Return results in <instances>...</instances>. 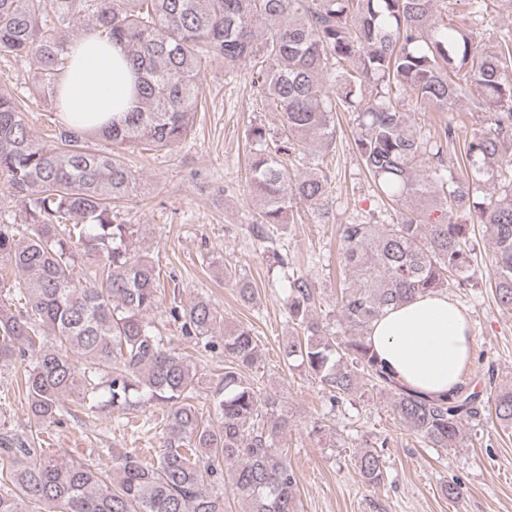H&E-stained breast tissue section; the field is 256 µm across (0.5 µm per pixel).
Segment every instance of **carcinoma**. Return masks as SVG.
<instances>
[{
    "label": "carcinoma",
    "mask_w": 512,
    "mask_h": 512,
    "mask_svg": "<svg viewBox=\"0 0 512 512\" xmlns=\"http://www.w3.org/2000/svg\"><path fill=\"white\" fill-rule=\"evenodd\" d=\"M435 0H0V58H31L37 73L22 95L0 94V181L24 214L0 224V363H27L22 381L38 423L55 422L77 394L88 411L128 416L142 399L165 407L164 449L146 463L133 450L95 469L51 456L33 437L0 432V459L10 464L0 512H224L230 483L244 512H297V480L276 446L288 419L253 376L258 343L203 297L172 303L169 317L194 345L219 350L224 374L210 387L206 418L196 403L199 378L187 357L167 347L148 319L160 304L159 272L139 253L133 225L117 204L137 185L121 150L138 143L172 150L195 124L205 66L248 64L263 97L279 112L281 131L246 134V183L257 200L253 235L286 281L284 308L296 335L282 345L336 405L365 385L387 394L400 423L430 448H453L463 425L486 411L512 428V388L490 387V400L463 383L442 396L402 384L367 344L371 324L389 308L477 277L471 225L449 213L465 208L470 180L496 174L504 193L473 203L492 245L489 270L497 303L512 309V39L489 48L464 26L434 17ZM126 51L134 77L129 111L98 133L61 126L47 141L23 117L27 100L59 108L58 85L69 60L72 23ZM452 112L461 100L482 114V128L461 158L411 123L403 101ZM357 114L354 143L363 169L391 202L432 198V221L406 209L394 224H345L343 281L336 303L347 337L315 316L318 291L267 228L287 226L304 206L316 222L329 214L332 180L324 156L301 175L306 146L329 148L336 113ZM92 138L112 142L92 151ZM434 162L431 180L417 165ZM459 167L461 175L444 174ZM224 335L215 337L218 330ZM87 360L78 369L69 352ZM356 467L368 485L384 479L381 455L364 449Z\"/></svg>",
    "instance_id": "obj_1"
}]
</instances>
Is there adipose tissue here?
Wrapping results in <instances>:
<instances>
[{
	"mask_svg": "<svg viewBox=\"0 0 512 512\" xmlns=\"http://www.w3.org/2000/svg\"><path fill=\"white\" fill-rule=\"evenodd\" d=\"M59 100L66 124L81 130L111 124L132 100L121 47L88 35L70 49ZM379 359L402 383L441 395L461 381L472 336L460 306L439 292L386 309L367 333Z\"/></svg>",
	"mask_w": 512,
	"mask_h": 512,
	"instance_id": "adipose-tissue-1",
	"label": "adipose tissue"
}]
</instances>
